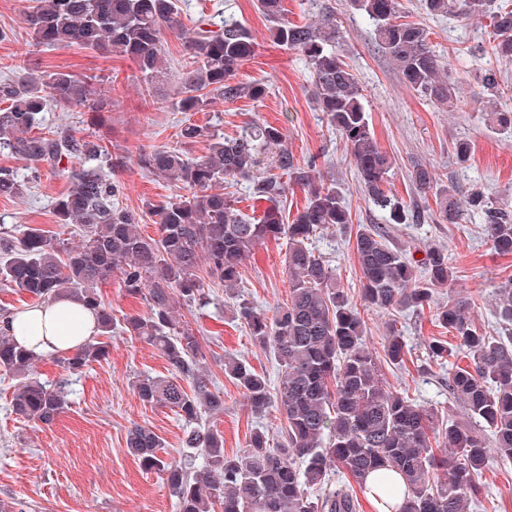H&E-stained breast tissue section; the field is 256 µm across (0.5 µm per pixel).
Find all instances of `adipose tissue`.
<instances>
[{
  "label": "adipose tissue",
  "instance_id": "adipose-tissue-1",
  "mask_svg": "<svg viewBox=\"0 0 512 512\" xmlns=\"http://www.w3.org/2000/svg\"><path fill=\"white\" fill-rule=\"evenodd\" d=\"M10 327L19 346L40 356H56L96 335L97 320L79 301L61 298L15 311Z\"/></svg>",
  "mask_w": 512,
  "mask_h": 512
}]
</instances>
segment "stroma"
Returning <instances> with one entry per match:
<instances>
[{
	"instance_id": "35a3bbf8",
	"label": "stroma",
	"mask_w": 512,
	"mask_h": 512,
	"mask_svg": "<svg viewBox=\"0 0 512 512\" xmlns=\"http://www.w3.org/2000/svg\"><path fill=\"white\" fill-rule=\"evenodd\" d=\"M178 4L187 29L200 21L217 23L229 17L248 27L255 52L234 80L242 85L255 80L266 83L269 94L263 101L245 95L233 100L219 97L205 111H178L177 83L160 82L156 94H149L135 65L125 57L75 45H35L23 20V0H0V79L24 66L96 76L98 94L112 103L100 128L92 127L87 109L64 112L53 107L43 113L41 127L50 134L65 128L78 136L99 131L110 152L125 157L126 166L119 175V204L141 213L144 234L157 233L145 212L146 204L167 203L176 190L163 177L141 169L137 157L144 149L180 146L178 132L187 121L227 136L253 122L282 126L297 162L303 165L315 160L320 180L342 192L353 227L381 223L382 214L365 196L340 135L314 108L303 57L273 40L272 24L258 11L256 0H178ZM284 7L290 23L319 26L330 20L337 25L338 50L362 89L374 135L393 162L387 187L408 206L424 208L429 214L422 224L392 225L389 244L417 259L426 250L442 249L455 269L450 288L436 291L433 308L369 312V348L382 351L392 333L405 345V368L383 364V383L387 389L408 392L418 404L439 415L465 421L461 405L448 396V369L466 366L467 358L458 354L442 364L428 356L430 337L447 340L452 347L457 344L451 332L436 322L435 308L447 303L452 294L473 298L477 326L498 333L495 290L512 278V254L494 250L479 217L458 224L443 220L434 194H418L412 174L415 165L421 164L431 169L438 184L454 186L457 196L480 185L491 196L512 200V134L494 130L481 87L485 71L495 72L505 92L503 100L512 106V62L487 54L493 30L489 17L462 23L450 16L427 15L421 0H400V21L422 25L434 51L453 72L458 100L448 112L406 86L396 66L377 51L371 21L353 10L350 0H284ZM461 141L472 146L464 163L454 155V146ZM184 148L188 156L196 157L205 153L206 144L201 141ZM67 187V178L56 169L42 167L39 181L22 197L0 198V225L36 227L74 238L73 227L60 226L53 210L55 198ZM314 246L334 270L338 288L359 296L362 274L348 236L327 230ZM287 251L284 239L256 249L242 268L240 297L261 310L284 303L289 292ZM210 289L208 307H184L180 315L203 336L204 371L224 395V414L217 420L224 434V452L231 456L244 449L258 426L267 430L271 442L282 443L284 423L278 414L252 413L243 391L224 374V358L233 355L265 374L275 386L279 383L277 362L270 351L253 343L234 317L237 299L229 298L220 284H211ZM169 370L156 349L126 334L113 337L105 360L77 375L68 374L57 358H44L36 368L41 380H67L69 390L66 413L49 427L13 412L14 382L0 374V500L14 502L17 512H178L165 474L143 469L126 448L127 433L138 424L162 437L170 456H179L180 418L170 408L143 404L133 390L138 375L165 376ZM482 481L487 495L469 512H512V462L494 463Z\"/></svg>"
}]
</instances>
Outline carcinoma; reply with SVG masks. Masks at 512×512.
Segmentation results:
<instances>
[{"instance_id": "carcinoma-1", "label": "carcinoma", "mask_w": 512, "mask_h": 512, "mask_svg": "<svg viewBox=\"0 0 512 512\" xmlns=\"http://www.w3.org/2000/svg\"><path fill=\"white\" fill-rule=\"evenodd\" d=\"M23 19L37 46L76 45L106 50L131 60L150 83L169 76L163 30H181L175 0H26ZM270 21L273 40L299 51L311 74L313 100L341 136L364 192L383 214L385 224L352 231L350 210L335 185L316 180L315 161L302 167L285 145L283 128L247 125L241 135L225 138L206 126L187 123L184 144L208 142L207 151L189 157L179 150L139 153L138 165L159 173L176 187V197L161 206L147 205L158 225L157 236L140 232V214L120 206L118 173L125 166L94 136L68 130L51 135L36 131L48 102L62 110L82 106L101 115L109 103L96 98L94 78L70 72L37 76L24 68L0 80V149L30 163V176L0 167V198H17L47 164L67 174L69 187L54 202L61 224H74L81 241L65 240L29 227L21 236L0 230V284L18 288L44 302L74 298L92 311L98 333L81 347L59 356L79 374L109 355V340L127 333L153 346L171 367V376H140L133 382L139 400L175 411L185 424L186 457L194 468L165 457V444L152 429L135 425L126 448L146 470L167 475L179 512H361L356 491L376 477L395 512H466L483 495L480 478L494 461H512V279L497 287L496 315L502 334L477 331L474 302L448 296L437 308L439 324L453 332L470 362L448 373V395L476 423L439 420L408 396L384 388L381 360L367 346L365 313L370 310H423L434 293L454 279L448 256L430 249L424 258L406 256L387 243V225L421 224L425 211L412 209L386 189L392 161L378 145L352 69L337 51L334 23L296 26L283 18L282 0H257ZM374 26V40L418 95L448 107L457 102L451 75L444 72L427 31L396 21L399 0H350ZM433 16L468 19L491 14L493 40L488 52L512 59V9L492 0H423ZM185 71L177 109L202 112L212 100L245 92L260 101L268 94L262 81L232 84L242 63L254 53L247 28L233 20L219 30L197 28L185 41ZM417 190L435 191L440 213L456 224L464 213L477 214L493 247L512 253V205L476 187L460 200L448 188L435 189L431 171L414 168ZM249 183L270 202L253 221L218 190L224 183ZM308 188L304 207L291 223L278 206L288 184ZM355 234L353 246L363 276L360 301L336 288V275L316 253L314 240L328 229ZM288 239L289 295L269 313L245 299L236 317L251 340L270 350L280 382L275 390L265 375L234 356L224 358V373L243 390L256 415L270 411L286 424L285 440L274 446L266 430L256 428L246 448L224 454V436L213 419L224 414V397L203 373L205 354L198 336L177 307L210 304L209 283L235 295L241 269L267 240ZM117 279L132 295L145 294L147 311L120 324L106 307L101 288ZM11 312L0 314V372L17 379L12 397L16 415L53 424L68 408L66 385L48 384L35 372L39 356L18 346L10 333ZM386 359L404 363L399 337L387 338ZM435 361L455 354L434 337L428 343ZM192 382L186 392L181 381ZM448 443V457L436 455L432 439ZM340 470L346 483L332 488L329 474ZM399 479H394L393 475Z\"/></svg>"}]
</instances>
